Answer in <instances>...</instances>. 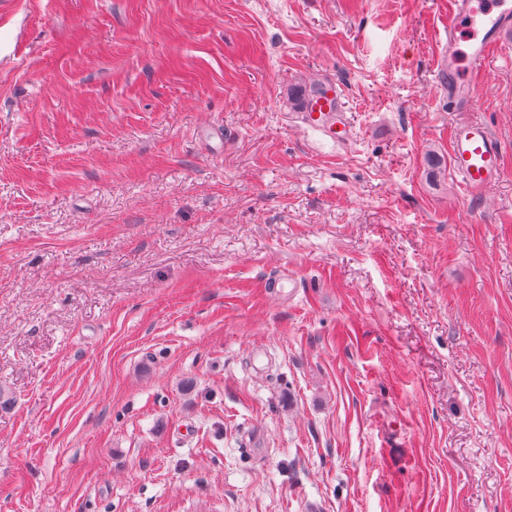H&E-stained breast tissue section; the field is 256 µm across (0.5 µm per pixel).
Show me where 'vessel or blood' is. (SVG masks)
Instances as JSON below:
<instances>
[{
    "label": "vessel or blood",
    "mask_w": 512,
    "mask_h": 512,
    "mask_svg": "<svg viewBox=\"0 0 512 512\" xmlns=\"http://www.w3.org/2000/svg\"><path fill=\"white\" fill-rule=\"evenodd\" d=\"M512 30V0H454L448 18V47L437 62L436 78L453 111H472L479 96L473 76L479 73L501 36ZM336 88L325 86L310 96L302 114L310 128L331 140L344 138L347 126L338 124ZM452 163L469 196L481 197L502 176V146L484 124L456 123L451 141Z\"/></svg>",
    "instance_id": "1"
}]
</instances>
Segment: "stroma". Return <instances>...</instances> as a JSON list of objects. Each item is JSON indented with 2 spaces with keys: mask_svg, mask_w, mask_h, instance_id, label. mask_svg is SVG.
I'll return each mask as SVG.
<instances>
[{
  "mask_svg": "<svg viewBox=\"0 0 512 512\" xmlns=\"http://www.w3.org/2000/svg\"><path fill=\"white\" fill-rule=\"evenodd\" d=\"M448 2L0 0V512H512V31L473 199ZM337 104L336 87L330 84L306 100L302 113L306 125L323 132L334 142L340 141L349 132L345 123L336 121L337 112L334 111ZM452 163L466 192L481 197L502 176L501 143L481 122L456 123L451 141Z\"/></svg>",
  "mask_w": 512,
  "mask_h": 512,
  "instance_id": "35a3bbf8",
  "label": "stroma"
}]
</instances>
